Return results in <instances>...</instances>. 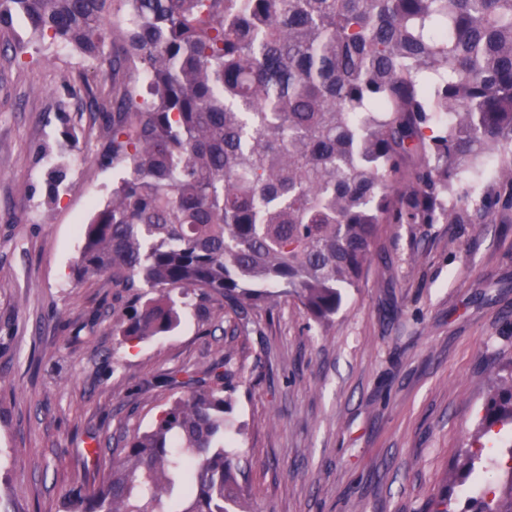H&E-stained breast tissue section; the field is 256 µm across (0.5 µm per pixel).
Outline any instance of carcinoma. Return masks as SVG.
<instances>
[{"label":"carcinoma","instance_id":"1","mask_svg":"<svg viewBox=\"0 0 512 512\" xmlns=\"http://www.w3.org/2000/svg\"><path fill=\"white\" fill-rule=\"evenodd\" d=\"M18 14L77 54L112 49V83L86 94L124 176L83 225L76 277L130 293L127 341L170 332L191 294L241 321L292 297L324 323L381 226L512 209V0H0L1 33ZM228 374L169 373L180 395L62 512H239ZM499 423L512 382L484 432ZM464 512H512V473Z\"/></svg>","mask_w":512,"mask_h":512}]
</instances>
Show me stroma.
Returning a JSON list of instances; mask_svg holds the SVG:
<instances>
[{
	"label": "stroma",
	"instance_id": "35a3bbf8",
	"mask_svg": "<svg viewBox=\"0 0 512 512\" xmlns=\"http://www.w3.org/2000/svg\"><path fill=\"white\" fill-rule=\"evenodd\" d=\"M108 62L37 44L0 52V512H59L173 398L147 381L227 359L228 436L247 512H464L468 466L486 490L512 465V425L484 433L512 363V218L391 224L327 322L282 297L247 321L191 296L164 336L126 341L125 293L77 282L80 229L118 172L105 119L71 95L111 83ZM79 135L51 185L66 131ZM476 463H469L472 453Z\"/></svg>",
	"mask_w": 512,
	"mask_h": 512
}]
</instances>
